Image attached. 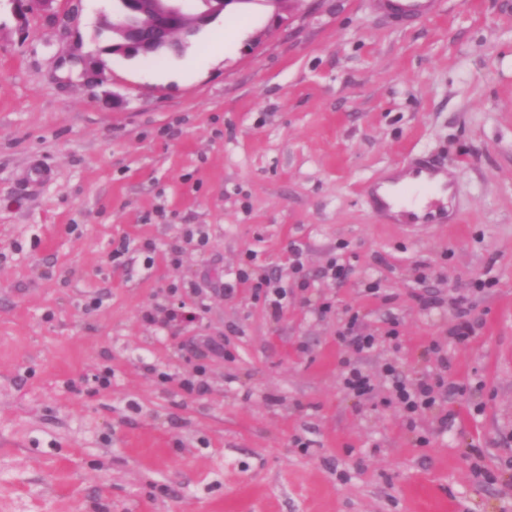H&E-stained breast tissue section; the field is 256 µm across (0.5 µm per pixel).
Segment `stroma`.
I'll return each mask as SVG.
<instances>
[{"label": "stroma", "mask_w": 512, "mask_h": 512, "mask_svg": "<svg viewBox=\"0 0 512 512\" xmlns=\"http://www.w3.org/2000/svg\"><path fill=\"white\" fill-rule=\"evenodd\" d=\"M111 9L0 0V512H512V0H250L161 59ZM416 155L450 223L373 211ZM436 0H384L383 12L399 25H409L430 15ZM443 385V378L439 377L435 384L423 382L415 393H410L402 382H397L395 385V399L404 406L407 412L413 414L419 408L428 406L433 402L434 386L442 387Z\"/></svg>", "instance_id": "35a3bbf8"}]
</instances>
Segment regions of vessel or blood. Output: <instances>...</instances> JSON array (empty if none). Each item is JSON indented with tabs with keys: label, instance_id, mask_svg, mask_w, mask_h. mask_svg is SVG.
<instances>
[{
	"label": "vessel or blood",
	"instance_id": "1",
	"mask_svg": "<svg viewBox=\"0 0 512 512\" xmlns=\"http://www.w3.org/2000/svg\"><path fill=\"white\" fill-rule=\"evenodd\" d=\"M383 12L399 25H409L430 15L435 0H383ZM440 167L431 159L409 161L403 177L407 187L392 196L372 187L369 197L374 208L404 224H444L453 209V197L438 176Z\"/></svg>",
	"mask_w": 512,
	"mask_h": 512
}]
</instances>
